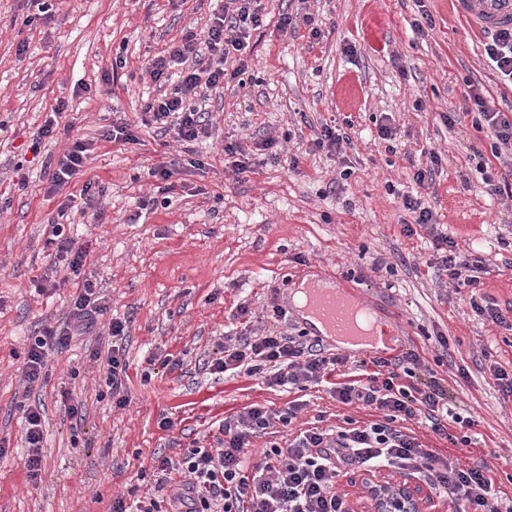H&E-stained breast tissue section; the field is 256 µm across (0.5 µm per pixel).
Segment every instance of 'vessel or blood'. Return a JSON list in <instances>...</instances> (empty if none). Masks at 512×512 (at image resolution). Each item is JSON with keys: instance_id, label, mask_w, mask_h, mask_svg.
<instances>
[{"instance_id": "b4317fda", "label": "vessel or blood", "mask_w": 512, "mask_h": 512, "mask_svg": "<svg viewBox=\"0 0 512 512\" xmlns=\"http://www.w3.org/2000/svg\"><path fill=\"white\" fill-rule=\"evenodd\" d=\"M459 14L484 31L512 30V0H456ZM362 302L353 289H310L303 310L319 323L326 336L352 339L368 335V328H355L350 320L351 309Z\"/></svg>"}]
</instances>
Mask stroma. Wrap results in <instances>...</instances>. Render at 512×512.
Instances as JSON below:
<instances>
[{
  "mask_svg": "<svg viewBox=\"0 0 512 512\" xmlns=\"http://www.w3.org/2000/svg\"><path fill=\"white\" fill-rule=\"evenodd\" d=\"M224 0H53L48 17L27 22L30 0H0V512H111L152 490V456L181 459L210 446L218 427L243 407L299 410L286 430L298 432L371 410L339 404L331 382L300 391L261 378L214 374L208 363L227 333L303 330L295 312L276 318L298 276L316 268L354 288L381 317L374 352L324 339L331 352L361 361L417 347L428 371L446 376L456 417L448 430L466 435L463 460L491 470L502 507L512 506V401L493 377L512 371V330L475 313L456 292L435 236L479 260L476 292L512 319V199L491 196L485 171H502L512 153L493 157L475 123L471 91L490 106L512 109V81L484 53L487 32L459 17L453 0H263L264 26L253 31L243 82L202 89L212 113L208 136L191 148L141 125L146 102L161 90L148 69L182 38L203 31ZM311 14L320 31L284 33L281 13ZM126 66L113 70L115 57ZM72 128L27 145L58 101ZM451 122H444V115ZM139 126L134 144L102 137L114 116ZM336 125L350 140L344 154L312 138ZM391 138L379 134L381 125ZM278 142V162L262 144ZM93 146L87 178L101 193L85 212L58 216L47 200L48 160L68 141ZM240 143L249 170L224 164V147ZM441 158L429 188L414 173L426 151ZM300 162H292L294 152ZM180 160L169 207L141 211L156 184L149 171L163 157ZM201 168L187 166V158ZM430 207L433 225L406 235L413 215L405 196ZM89 248L83 275L107 306L98 334L80 336L47 363L43 388L25 392L21 367L31 336L65 321L71 284L46 292L36 281L51 261L50 227ZM250 312L237 316L239 305ZM130 320L124 343L131 402L119 408L106 383L109 317ZM446 336L440 346L438 336ZM175 360L166 367L162 357ZM42 405L43 467H24L22 399ZM77 406L79 419L68 408ZM175 425L161 428L162 416Z\"/></svg>",
  "mask_w": 512,
  "mask_h": 512,
  "instance_id": "35a3bbf8",
  "label": "stroma"
}]
</instances>
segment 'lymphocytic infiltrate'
I'll use <instances>...</instances> for the list:
<instances>
[{"label":"lymphocytic infiltrate","mask_w":512,"mask_h":512,"mask_svg":"<svg viewBox=\"0 0 512 512\" xmlns=\"http://www.w3.org/2000/svg\"><path fill=\"white\" fill-rule=\"evenodd\" d=\"M264 23L261 0H225L202 34H188L181 44L152 64L154 81L167 90L144 107L145 124L172 126L179 141L192 143L207 136L209 113L197 106L199 88L216 87L229 80L224 66L228 50L247 48L251 30ZM179 64V75L170 67ZM91 146L76 140L54 162L46 189L47 197H60L59 214L71 209L74 199L93 203L94 181H85L79 194L65 188L83 173ZM53 246L50 276L41 277L38 288L52 287V275L72 283L69 317L44 326L28 346L23 378L28 386L38 385L50 353L63 352L74 338L92 332L107 310L90 280L81 272L88 250L65 236L64 227L52 225L48 240ZM128 323L113 318L108 324L112 345L106 357V383L117 407L127 406L124 386L127 363L122 341ZM416 353L375 359V372L366 378L337 382L333 393L338 403L360 405L376 412V419L336 429L312 427L285 442L271 443L262 459L248 465L246 450L257 432L274 424H289L296 407L279 412L249 405L219 427L214 446L193 448L182 460L163 455L153 458L157 474L151 493L127 510L123 498H116L112 512H350L344 495L336 490L340 475L362 468L384 466L421 475L427 484L455 499L458 512H500L492 493L489 468L468 465L459 457L425 447L413 434L401 430V423L428 424L432 433L455 446L468 445V437L449 434L446 421L448 387L444 380L428 377L417 381L412 367ZM346 356L327 352L319 342L284 333L265 336H224L218 355L209 364L214 374L227 372L263 377L269 386L289 385L298 390L321 383L325 376L346 366Z\"/></svg>","instance_id":"lymphocytic-infiltrate-1"}]
</instances>
